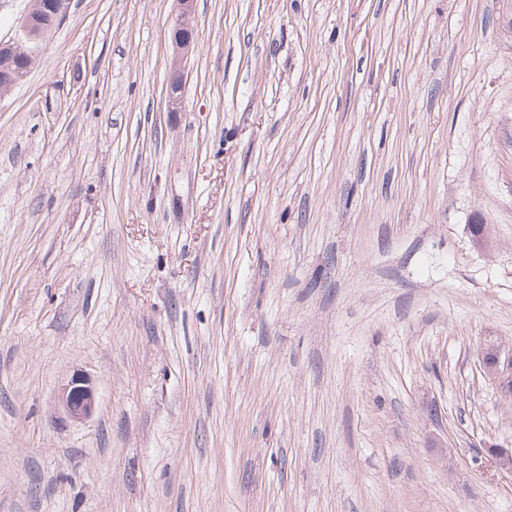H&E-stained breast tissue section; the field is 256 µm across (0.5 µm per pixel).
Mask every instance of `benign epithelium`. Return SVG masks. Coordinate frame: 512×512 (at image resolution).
Segmentation results:
<instances>
[{"instance_id":"benign-epithelium-1","label":"benign epithelium","mask_w":512,"mask_h":512,"mask_svg":"<svg viewBox=\"0 0 512 512\" xmlns=\"http://www.w3.org/2000/svg\"><path fill=\"white\" fill-rule=\"evenodd\" d=\"M71 0H36L24 15L22 37L12 42L0 41V88L9 90L23 81L34 63L36 51L45 37L67 16ZM194 0H176L172 22V45L177 57L189 54L196 43L192 22ZM183 72L172 68L166 84L168 111H179L182 97ZM58 403L72 420L84 421L98 409L97 391L91 376L83 371L72 374L58 392ZM482 454L498 472L512 476V448L490 445Z\"/></svg>"}]
</instances>
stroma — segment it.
<instances>
[{
  "label": "stroma",
  "mask_w": 512,
  "mask_h": 512,
  "mask_svg": "<svg viewBox=\"0 0 512 512\" xmlns=\"http://www.w3.org/2000/svg\"><path fill=\"white\" fill-rule=\"evenodd\" d=\"M174 11L0 95V512H512V0ZM172 22V45L177 59L188 55L196 43V31L192 22L194 0H176ZM183 86V72L177 61L174 62V67L170 73L168 82L166 84V98L168 102V111H179V105L182 97ZM58 403L72 420L91 418L98 409L97 391L91 376L81 370L74 372L60 388ZM484 447L488 448L482 451V456L484 454V458L487 457V460L494 464L499 473L512 476V448L499 445H485ZM482 456L475 458V462L481 461Z\"/></svg>",
  "instance_id": "35a3bbf8"
}]
</instances>
